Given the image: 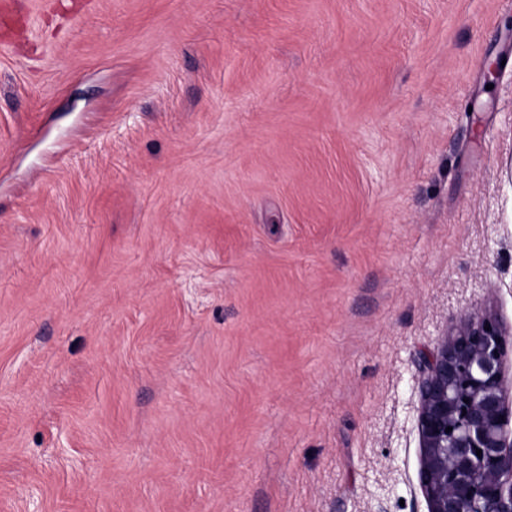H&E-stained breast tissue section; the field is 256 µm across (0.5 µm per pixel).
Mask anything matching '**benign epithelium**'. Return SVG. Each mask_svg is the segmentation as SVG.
<instances>
[{
	"label": "benign epithelium",
	"instance_id": "7a95c632",
	"mask_svg": "<svg viewBox=\"0 0 512 512\" xmlns=\"http://www.w3.org/2000/svg\"><path fill=\"white\" fill-rule=\"evenodd\" d=\"M510 344L496 315L466 314L422 357L418 481L428 512H512Z\"/></svg>",
	"mask_w": 512,
	"mask_h": 512
}]
</instances>
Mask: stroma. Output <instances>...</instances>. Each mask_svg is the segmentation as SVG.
I'll return each instance as SVG.
<instances>
[{"mask_svg": "<svg viewBox=\"0 0 512 512\" xmlns=\"http://www.w3.org/2000/svg\"><path fill=\"white\" fill-rule=\"evenodd\" d=\"M7 2L0 512H427L421 355L512 328V0Z\"/></svg>", "mask_w": 512, "mask_h": 512, "instance_id": "1", "label": "stroma"}]
</instances>
